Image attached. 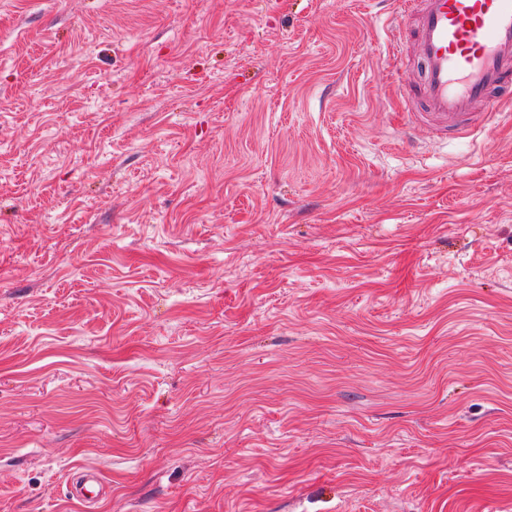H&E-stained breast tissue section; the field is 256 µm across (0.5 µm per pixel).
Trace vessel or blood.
<instances>
[{"label":"vessel or blood","mask_w":512,"mask_h":512,"mask_svg":"<svg viewBox=\"0 0 512 512\" xmlns=\"http://www.w3.org/2000/svg\"><path fill=\"white\" fill-rule=\"evenodd\" d=\"M397 14L405 125L455 138L489 127L512 97V0H397ZM104 485L92 471L70 494L93 505Z\"/></svg>","instance_id":"obj_1"}]
</instances>
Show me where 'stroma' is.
I'll return each mask as SVG.
<instances>
[{
	"mask_svg": "<svg viewBox=\"0 0 512 512\" xmlns=\"http://www.w3.org/2000/svg\"><path fill=\"white\" fill-rule=\"evenodd\" d=\"M396 22L0 0V512H512V123ZM105 482L97 471H90L85 479L72 487L70 494L72 497L81 501L85 507L96 504L102 497Z\"/></svg>",
	"mask_w": 512,
	"mask_h": 512,
	"instance_id": "35a3bbf8",
	"label": "stroma"
}]
</instances>
